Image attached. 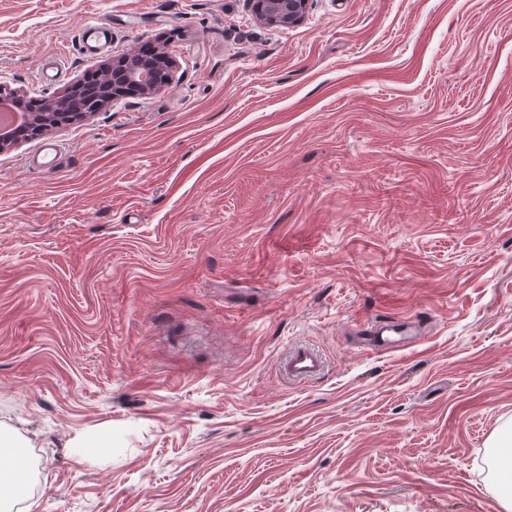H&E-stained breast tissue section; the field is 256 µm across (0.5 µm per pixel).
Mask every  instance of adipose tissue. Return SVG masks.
Segmentation results:
<instances>
[{"label": "adipose tissue", "instance_id": "ef3b65f1", "mask_svg": "<svg viewBox=\"0 0 512 512\" xmlns=\"http://www.w3.org/2000/svg\"><path fill=\"white\" fill-rule=\"evenodd\" d=\"M26 446V440L0 424V512H12L14 502L26 494L30 478Z\"/></svg>", "mask_w": 512, "mask_h": 512}]
</instances>
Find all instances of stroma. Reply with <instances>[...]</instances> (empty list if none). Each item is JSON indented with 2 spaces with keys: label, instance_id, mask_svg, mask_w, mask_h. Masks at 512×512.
<instances>
[{
  "label": "stroma",
  "instance_id": "stroma-1",
  "mask_svg": "<svg viewBox=\"0 0 512 512\" xmlns=\"http://www.w3.org/2000/svg\"><path fill=\"white\" fill-rule=\"evenodd\" d=\"M145 44L163 91L0 152L32 512H502L512 0H311L290 28L250 0H0V84L30 99ZM405 316L413 348L352 341ZM297 342L327 359L305 384ZM84 48L86 50L97 51L100 46L110 44L112 32L106 24H91L82 33ZM326 359L322 353L308 345L294 346L281 363L282 374L294 383H306L322 374Z\"/></svg>",
  "mask_w": 512,
  "mask_h": 512
}]
</instances>
